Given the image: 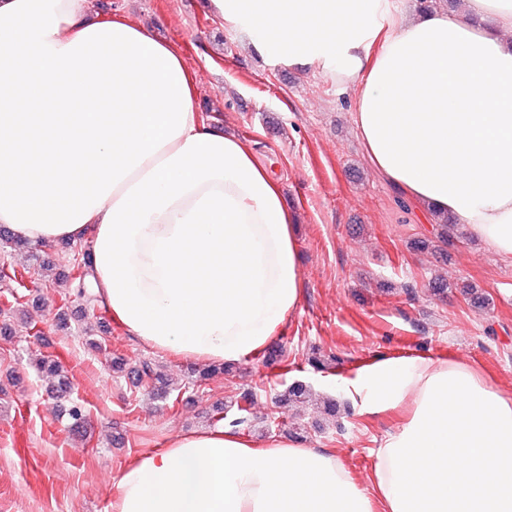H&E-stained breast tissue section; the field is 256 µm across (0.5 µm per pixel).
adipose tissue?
Masks as SVG:
<instances>
[{"instance_id": "adipose-tissue-1", "label": "adipose tissue", "mask_w": 512, "mask_h": 512, "mask_svg": "<svg viewBox=\"0 0 512 512\" xmlns=\"http://www.w3.org/2000/svg\"><path fill=\"white\" fill-rule=\"evenodd\" d=\"M228 27L354 92L376 170L512 258V0H209ZM171 44L90 0H0V226L88 242L95 292L139 344L235 365L302 297L293 215L238 136L209 125ZM349 396L398 413L370 486L339 456L232 427L123 470L112 512H512V395L455 356H378Z\"/></svg>"}]
</instances>
